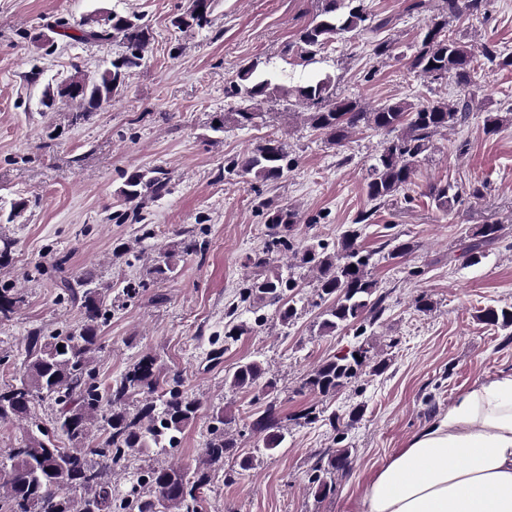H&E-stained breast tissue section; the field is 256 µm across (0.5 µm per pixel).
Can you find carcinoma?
Here are the masks:
<instances>
[{
    "instance_id": "cac0c4a2",
    "label": "carcinoma",
    "mask_w": 512,
    "mask_h": 512,
    "mask_svg": "<svg viewBox=\"0 0 512 512\" xmlns=\"http://www.w3.org/2000/svg\"><path fill=\"white\" fill-rule=\"evenodd\" d=\"M317 18L299 34L308 49V58L339 38L375 32L388 20L375 21L367 11L365 0H320ZM490 0H411L409 9L429 7L437 10L438 20L424 34L410 66L431 81L453 77L461 87L455 104L428 101L421 104L394 102L369 112L349 99H339L333 92L330 76L306 85L284 87L274 84L255 64L243 66L237 81L227 90L243 105L218 118L211 130L221 132L232 123L238 127L254 124L259 113L248 103L264 100L273 94L294 98L310 109L307 121L311 128L325 134L327 142L344 146L349 130L362 124L383 131L389 139L372 166L366 182V193L372 201H384L414 183L416 163L439 132L461 123L470 112L471 99L477 96L472 73L481 66L493 70L512 68V54L504 53L489 42L481 55L460 39L448 34V20L486 16ZM215 0H194L193 8L177 16L173 25L179 29L204 28L211 23ZM74 41L110 43L119 40L125 50L110 66L89 76L80 72L43 92L41 103L51 109L66 99L77 105L72 119L78 121L101 110L130 74L142 65L152 34L139 16L124 17L109 13L96 19L95 26L77 34L62 32ZM295 166L288 158L283 143L275 138L265 140L252 152L232 162V168L251 174L262 183L283 179ZM171 192L169 173L161 168L135 170L126 177L120 194L131 206L129 216L142 219L145 201ZM427 195L435 208L443 212L458 209L468 199L483 196V187L468 189L455 183H432ZM299 213L292 207L266 205V247L255 256L253 264L265 269L256 275L241 293L242 301L275 307L283 325L298 314L295 281L273 266V255L292 253L293 259L316 274L317 288L311 306L320 309V333L332 335L351 325L364 329L383 311L382 297L375 296L377 282L368 269L372 254L359 248L358 229L351 227L329 250L320 239L299 243L294 231ZM502 226L481 224L472 241L464 247L467 262H481L483 247L498 240ZM181 239L162 250L147 272L153 279H169L177 269L178 257L202 254L205 243L190 230L180 232ZM59 288L79 304L82 322L74 331H61L48 336L34 330L28 337L25 359L19 375L11 383L0 385V424L21 423L26 434L18 447L0 460V512H198L200 490L207 474L200 472L190 480L175 466L151 468L138 476L128 497L112 494V468L127 463L131 456L166 442L177 447V434L192 424L200 408L197 400L184 394L179 375H166L157 358L142 356L122 376L105 385L96 380L95 361L101 349V328L111 309L108 300L112 287L98 282L92 274L72 280L60 278ZM24 302L15 288L0 289V318H10ZM478 319L494 327H512V307L487 306ZM375 374L384 372L389 359L370 361L368 349L358 348L347 354L333 355L302 379L301 390L322 396L334 395L350 384L364 367ZM225 381L236 389H257L267 394L275 390L276 378L268 375L257 360L236 366ZM143 398L136 411L130 403ZM48 400L55 406L53 433L32 412L35 401ZM235 417L219 407L211 415L210 439L204 450L207 465L224 461V455L237 447L236 439L226 427ZM251 426L264 433L263 448L274 451L282 444L280 430L272 407H267ZM351 463V450L339 448L316 459L309 481L319 495L333 489L330 477Z\"/></svg>"
}]
</instances>
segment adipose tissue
Here are the masks:
<instances>
[{
  "instance_id": "adipose-tissue-1",
  "label": "adipose tissue",
  "mask_w": 512,
  "mask_h": 512,
  "mask_svg": "<svg viewBox=\"0 0 512 512\" xmlns=\"http://www.w3.org/2000/svg\"><path fill=\"white\" fill-rule=\"evenodd\" d=\"M360 512H512V370L477 379L359 488Z\"/></svg>"
}]
</instances>
